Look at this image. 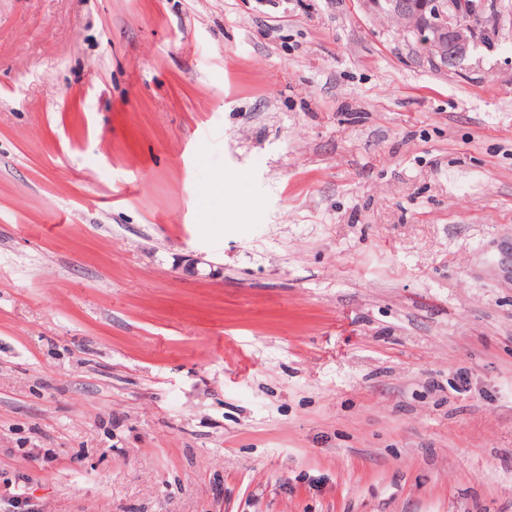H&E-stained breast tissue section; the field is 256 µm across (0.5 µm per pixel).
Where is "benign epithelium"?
Here are the masks:
<instances>
[{
	"mask_svg": "<svg viewBox=\"0 0 512 512\" xmlns=\"http://www.w3.org/2000/svg\"><path fill=\"white\" fill-rule=\"evenodd\" d=\"M404 24L437 70L457 69L479 48L491 49L506 11L504 0H367Z\"/></svg>",
	"mask_w": 512,
	"mask_h": 512,
	"instance_id": "obj_1",
	"label": "benign epithelium"
}]
</instances>
